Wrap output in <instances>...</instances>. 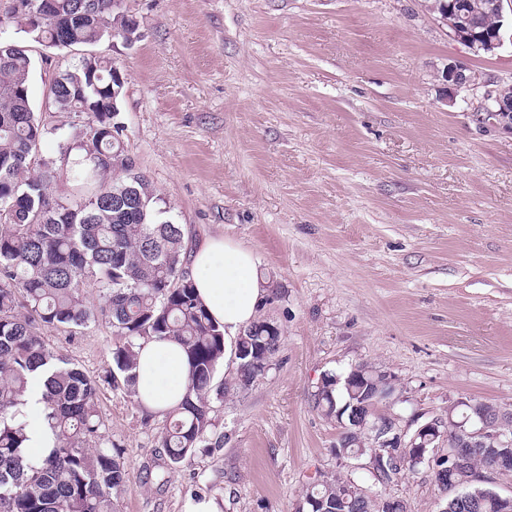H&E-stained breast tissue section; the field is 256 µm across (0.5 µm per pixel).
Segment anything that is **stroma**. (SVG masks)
I'll return each instance as SVG.
<instances>
[{"label":"stroma","instance_id":"35a3bbf8","mask_svg":"<svg viewBox=\"0 0 512 512\" xmlns=\"http://www.w3.org/2000/svg\"><path fill=\"white\" fill-rule=\"evenodd\" d=\"M423 0H123L140 37L68 50L31 41L0 0V37L27 47L30 100L49 126V88L83 56L111 58L118 120L137 170L193 244L251 249L269 284L262 318L281 332L270 368L225 393L215 428L180 467L166 416L105 377L104 322L48 343L99 383L104 435L129 481L116 512H295L314 477H350L412 512H440L432 469L379 484L335 455L340 428L314 408L325 374L390 373L401 427L458 399L512 409V134L481 118L480 93L443 99L462 62L512 84V47L476 57Z\"/></svg>","mask_w":512,"mask_h":512}]
</instances>
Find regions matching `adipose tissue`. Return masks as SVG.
<instances>
[{
	"label": "adipose tissue",
	"mask_w": 512,
	"mask_h": 512,
	"mask_svg": "<svg viewBox=\"0 0 512 512\" xmlns=\"http://www.w3.org/2000/svg\"><path fill=\"white\" fill-rule=\"evenodd\" d=\"M196 295L212 320L224 329V371L235 373L241 334L257 317L269 294L257 272L255 254L236 242L211 237L190 257ZM136 399L156 413L177 406L184 398L188 363L183 348L171 340L152 339L138 350Z\"/></svg>",
	"instance_id": "adipose-tissue-1"
}]
</instances>
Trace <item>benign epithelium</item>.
Segmentation results:
<instances>
[{
  "mask_svg": "<svg viewBox=\"0 0 512 512\" xmlns=\"http://www.w3.org/2000/svg\"><path fill=\"white\" fill-rule=\"evenodd\" d=\"M436 11L435 19L448 28L452 41L465 47L473 54L494 55L501 49L505 40L512 41V34L506 35L509 22L512 21V0H490L487 10L496 15L497 23L489 31H475V6L471 0H448L432 7ZM442 79L448 91L457 95L461 91L484 89L481 110L494 114L499 127L512 132V119L503 118V114L512 115V96L502 93L492 81H480L469 66L462 62L448 65L442 72ZM448 422L444 416H435L419 425L413 432L402 429L397 418L386 416L383 419L363 421L362 428L366 437L373 439V447L383 449L373 458L372 466L381 469L393 467L398 460L397 448H421L439 460H448V469H454L458 452L447 447V435L438 431V425ZM467 443L472 448H508L512 446V431L491 427L481 419L472 421L466 433Z\"/></svg>",
  "mask_w": 512,
  "mask_h": 512,
  "instance_id": "7a95c632",
  "label": "benign epithelium"
}]
</instances>
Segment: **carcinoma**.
Masks as SVG:
<instances>
[{"label": "carcinoma", "instance_id": "cac0c4a2", "mask_svg": "<svg viewBox=\"0 0 512 512\" xmlns=\"http://www.w3.org/2000/svg\"><path fill=\"white\" fill-rule=\"evenodd\" d=\"M54 17L37 24L16 10L31 39L49 48L129 41L138 28L114 0H55ZM85 14L77 23L73 16ZM32 58L28 50L0 40V512H113L112 497L128 482L121 453L105 442L95 379L58 354L39 326L73 334L91 321H107L120 337L112 351V387L135 395L140 344L173 339L189 366L184 401L167 412L161 448L172 466L190 458L211 432L213 402L224 390L251 385L260 373L242 359L236 374L215 383L224 363V330L196 296L189 269L184 225L160 219L161 198L137 171L117 122L125 81L112 59L89 55L66 68L52 83L49 99L67 117L58 155L39 157L48 129L29 96ZM96 285L104 302L89 303ZM281 332L259 318L241 336L240 347L264 346L273 358ZM364 380L352 390L336 387L325 375L315 407L329 419L341 412L349 429L340 442L368 459L369 442L357 444L348 403L383 391L380 371L363 365ZM43 380L37 403L41 421L54 438L48 454L27 453L28 422L19 407L33 382ZM499 407L470 401L448 407L459 423L483 413L497 419ZM400 466L380 474L387 484L403 468L420 465L412 448L399 454ZM496 474L484 452L464 449L449 474L434 473L448 512H512L505 496L484 474ZM471 497L466 507L446 495L448 484ZM351 478L331 476L303 495L306 512H380L379 502L359 492Z\"/></svg>", "mask_w": 512, "mask_h": 512}]
</instances>
